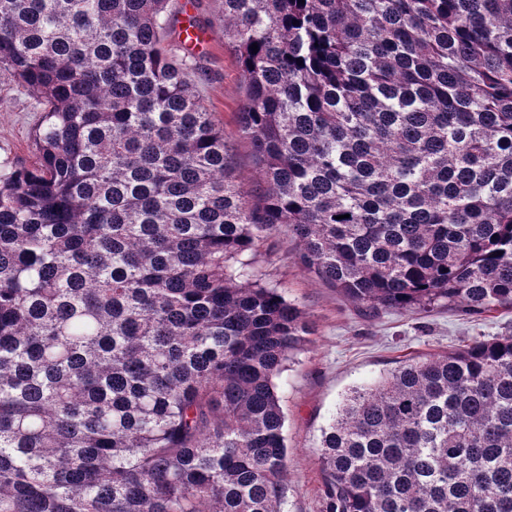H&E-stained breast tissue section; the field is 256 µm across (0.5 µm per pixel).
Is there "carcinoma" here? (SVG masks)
Returning a JSON list of instances; mask_svg holds the SVG:
<instances>
[{"label": "carcinoma", "instance_id": "1", "mask_svg": "<svg viewBox=\"0 0 512 512\" xmlns=\"http://www.w3.org/2000/svg\"><path fill=\"white\" fill-rule=\"evenodd\" d=\"M220 5L255 198L170 0H0L43 112L0 174V512H285L313 328L273 237L375 314L512 307V0ZM317 452L321 512H512V335L351 390Z\"/></svg>", "mask_w": 512, "mask_h": 512}]
</instances>
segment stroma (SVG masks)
<instances>
[{"instance_id": "stroma-1", "label": "stroma", "mask_w": 512, "mask_h": 512, "mask_svg": "<svg viewBox=\"0 0 512 512\" xmlns=\"http://www.w3.org/2000/svg\"><path fill=\"white\" fill-rule=\"evenodd\" d=\"M190 15L207 33L200 54V90L209 111L224 125L237 176L244 189L256 178L251 148L239 136L241 69L224 44V19L217 0H194ZM41 116L34 96L0 71V170L28 167L36 159L33 129ZM268 280L280 283L306 312L313 335L287 365L283 391L288 444V512H321V472L316 454L320 429L352 388L371 384L408 356L439 353L476 339L512 332V308L482 317H462L437 308L363 316L338 290L307 274L286 237L275 240L262 262Z\"/></svg>"}]
</instances>
